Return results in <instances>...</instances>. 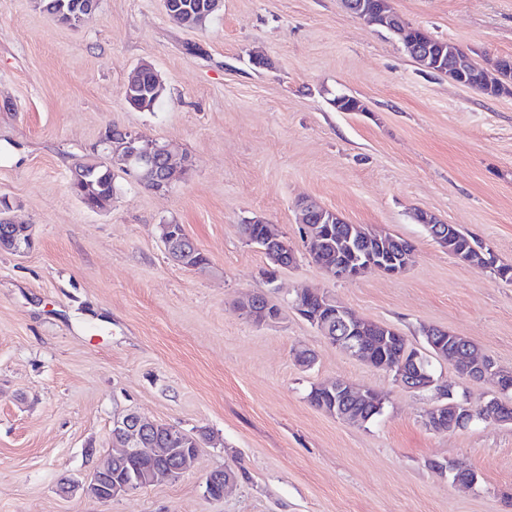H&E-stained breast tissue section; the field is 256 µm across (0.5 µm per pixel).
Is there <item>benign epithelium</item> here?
I'll return each instance as SVG.
<instances>
[{
    "label": "benign epithelium",
    "instance_id": "benign-epithelium-1",
    "mask_svg": "<svg viewBox=\"0 0 512 512\" xmlns=\"http://www.w3.org/2000/svg\"><path fill=\"white\" fill-rule=\"evenodd\" d=\"M347 4L349 11L356 16L390 28L405 42L409 40L408 28L398 26V18L390 10L388 0H382L377 6L369 5L364 0H347ZM163 5L166 13L173 20L180 21L181 12L186 11L201 25L209 16L215 15L221 10L223 0H200L199 3L193 5L190 3L176 5L173 0H163ZM101 143L104 146V151L111 157L112 164L122 165L126 174L139 182L152 181L156 192L166 191L178 173L189 169V160L185 157L179 161L176 160L167 144L158 141L147 143L144 138L126 129L108 130ZM314 212L319 214V223H333V216L327 214V208L318 201L305 199L300 202L298 223L308 229L306 241L311 248L320 243L319 236L308 223V217ZM172 230L173 226L170 224L159 225L160 238L165 244L169 258L181 266L183 265V256L186 255L185 243L189 241V238L178 233L174 234ZM25 234L27 238L24 239L15 233L1 231L0 251L25 253L30 250L34 243L31 229H26ZM408 263L409 255L400 254L397 259L388 263L373 257L366 263L357 266L328 263L324 265V270L334 280H352L368 268H376L389 275H399L406 270ZM315 294L319 295L324 306L332 309L328 320L316 324L317 330L326 336L331 344L343 348L372 366L385 371L395 383L405 388L418 390L436 385L435 380L429 377L426 370L423 369V358L420 352L416 351L409 359H401L397 362L389 361L384 355L380 357L370 355L365 348L363 338L358 336L363 320L356 318L333 295L318 290L315 291ZM258 307H260L258 294L254 293L243 301L241 312L248 320L256 324H264L268 322V318L265 317V311L258 310ZM455 362L459 370L473 379L490 378L495 381L498 390L502 393L512 390V383L507 381V374L490 358L474 361L461 356L455 359ZM329 388L347 400L351 398L365 399L370 392L368 388L347 387L340 381L330 384ZM440 397L448 398V402L436 406L427 414L426 425L428 427L435 428L436 421L444 413L448 414V425L445 426L447 430L464 428L473 421L475 410L466 401L456 400L444 393L440 394ZM499 403L501 400L494 396L481 404L479 410L484 412V417L488 420L511 424V416L495 411V407ZM158 426L159 423L145 419L135 412L114 420L112 438L116 452L111 454L109 461L95 464L90 477L85 481L71 479L67 481L64 489L80 488L85 493L92 489H102L100 479L112 468V462L122 463L130 459H141L154 452V449L150 448L147 435L158 430ZM164 453L177 456L179 462V467L165 472V476L169 478L186 472L190 463L196 458V455L188 453L186 448H166ZM440 472L448 474L453 483L457 485L471 488L477 483L475 473L451 462L440 465Z\"/></svg>",
    "mask_w": 512,
    "mask_h": 512
}]
</instances>
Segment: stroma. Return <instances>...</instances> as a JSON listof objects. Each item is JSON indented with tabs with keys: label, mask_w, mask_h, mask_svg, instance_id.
I'll return each mask as SVG.
<instances>
[{
	"label": "stroma",
	"mask_w": 512,
	"mask_h": 512,
	"mask_svg": "<svg viewBox=\"0 0 512 512\" xmlns=\"http://www.w3.org/2000/svg\"><path fill=\"white\" fill-rule=\"evenodd\" d=\"M390 5L479 64L512 56V0ZM143 61L165 87L150 110L124 97ZM340 93L364 111H337ZM113 126L168 143L190 169L165 193L116 172L111 206L88 209L72 171ZM304 197L409 241L411 265L331 279L297 222ZM0 200L35 241L0 251V512H512V424L428 429L435 391L397 385L291 306L324 290L410 347L437 326L512 369V281L450 256L414 219L458 225L512 263V94L422 73L343 0H224L197 29L161 0H100L78 27L0 0ZM254 217L294 253L271 281L239 232ZM162 224L183 225L209 269L174 264ZM253 292L278 320L240 314ZM302 349L311 365L296 361ZM430 364L471 405L496 392L448 360ZM336 380L385 393L382 415L350 424L312 406V386ZM130 412L199 436L194 465L107 502L63 492L111 453L112 422ZM436 461L471 468L477 485H453ZM221 467L234 481L205 496Z\"/></svg>",
	"instance_id": "obj_1"
}]
</instances>
